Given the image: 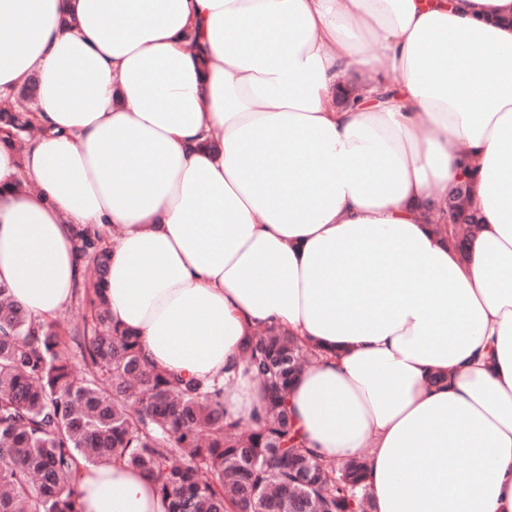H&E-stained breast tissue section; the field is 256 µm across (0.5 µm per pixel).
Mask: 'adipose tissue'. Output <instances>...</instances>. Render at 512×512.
Segmentation results:
<instances>
[{
	"mask_svg": "<svg viewBox=\"0 0 512 512\" xmlns=\"http://www.w3.org/2000/svg\"><path fill=\"white\" fill-rule=\"evenodd\" d=\"M400 77L398 86L385 74ZM0 284L51 321L73 226L113 232L101 291L151 365L261 417L243 347L318 357L291 420L366 458L374 512H512V0H0ZM474 167L466 255L434 227ZM84 512H163L85 465ZM33 107L0 109V142L21 152L34 130L41 129L35 123Z\"/></svg>",
	"mask_w": 512,
	"mask_h": 512,
	"instance_id": "1",
	"label": "adipose tissue"
}]
</instances>
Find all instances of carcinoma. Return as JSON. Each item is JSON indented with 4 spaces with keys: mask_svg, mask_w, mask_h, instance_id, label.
<instances>
[{
    "mask_svg": "<svg viewBox=\"0 0 512 512\" xmlns=\"http://www.w3.org/2000/svg\"><path fill=\"white\" fill-rule=\"evenodd\" d=\"M33 108L0 109V142L22 151ZM469 186L450 191L459 250L478 225ZM81 263L104 275L108 250L96 227L75 233ZM81 324L64 330L27 313L0 284V512H83L80 463L120 461L154 480L164 512H372L363 461H324L303 448L287 407L290 382L312 346L261 332L243 350L265 392V417L243 429L226 415L224 387L150 365L138 337L112 324L95 282L75 285ZM312 473L293 483L298 466Z\"/></svg>",
    "mask_w": 512,
    "mask_h": 512,
    "instance_id": "cac0c4a2",
    "label": "carcinoma"
}]
</instances>
